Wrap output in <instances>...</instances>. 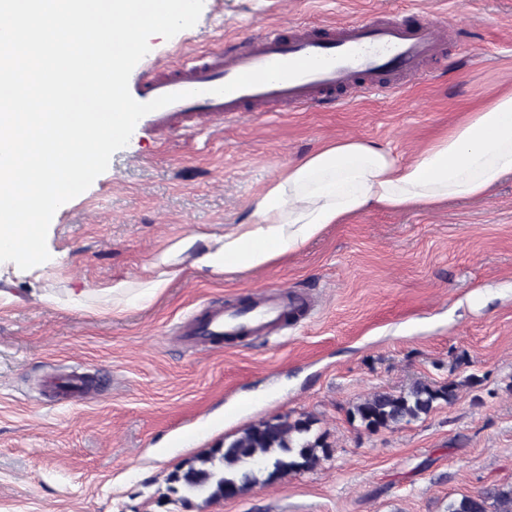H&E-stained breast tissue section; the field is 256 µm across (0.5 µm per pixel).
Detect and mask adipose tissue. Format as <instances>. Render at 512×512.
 I'll return each mask as SVG.
<instances>
[{
  "label": "adipose tissue",
  "mask_w": 512,
  "mask_h": 512,
  "mask_svg": "<svg viewBox=\"0 0 512 512\" xmlns=\"http://www.w3.org/2000/svg\"><path fill=\"white\" fill-rule=\"evenodd\" d=\"M510 175L512 88L468 113L410 162L361 139L324 143L255 197L251 223L180 238L154 259L145 280L87 291L81 299H106L116 312L144 309L180 275L177 258L183 253H192L194 266L216 277L257 271L301 252L329 225L369 209L406 211L481 199Z\"/></svg>",
  "instance_id": "ef3b65f1"
}]
</instances>
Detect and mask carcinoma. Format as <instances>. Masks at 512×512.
<instances>
[{"instance_id":"carcinoma-1","label":"carcinoma","mask_w":512,"mask_h":512,"mask_svg":"<svg viewBox=\"0 0 512 512\" xmlns=\"http://www.w3.org/2000/svg\"><path fill=\"white\" fill-rule=\"evenodd\" d=\"M468 380L436 386L418 380L396 394L374 392L349 409L351 419L375 431L396 428L428 415L441 402L453 403ZM308 416L262 420L244 428L187 462L168 477L169 491L220 501L239 497L258 483H273L290 473L314 467L328 453L324 436L312 431ZM263 460L266 466L256 462ZM448 512H512V486H492L464 495L448 505Z\"/></svg>"}]
</instances>
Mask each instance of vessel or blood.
Segmentation results:
<instances>
[{
	"instance_id": "vessel-or-blood-1",
	"label": "vessel or blood",
	"mask_w": 512,
	"mask_h": 512,
	"mask_svg": "<svg viewBox=\"0 0 512 512\" xmlns=\"http://www.w3.org/2000/svg\"><path fill=\"white\" fill-rule=\"evenodd\" d=\"M459 29L450 16L432 14L412 22L400 15L373 13L341 23H292L270 26L246 47L211 52L186 62L148 66L129 85L142 103L169 93L182 98L165 113L219 114L271 112L277 109L346 106L372 95L392 96L406 81L422 79L427 64L444 53ZM355 50L356 59L340 60ZM337 56V63L295 79L216 94L237 75L273 62L303 57ZM287 302H274L257 292L246 310L211 307L186 322L183 336L210 346L223 337L260 336L287 318Z\"/></svg>"
}]
</instances>
